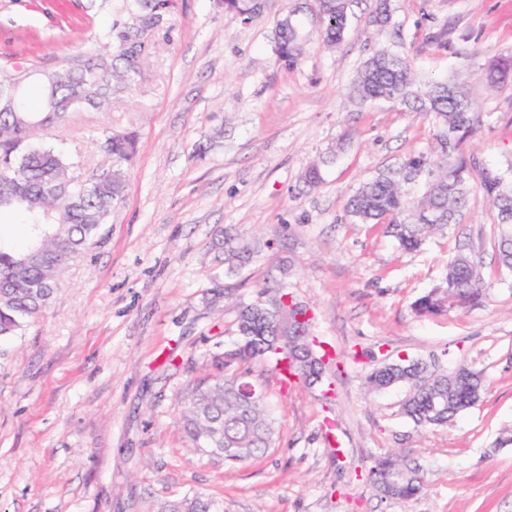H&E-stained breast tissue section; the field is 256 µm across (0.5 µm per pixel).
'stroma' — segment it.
<instances>
[{"instance_id":"stroma-1","label":"stroma","mask_w":512,"mask_h":512,"mask_svg":"<svg viewBox=\"0 0 512 512\" xmlns=\"http://www.w3.org/2000/svg\"><path fill=\"white\" fill-rule=\"evenodd\" d=\"M121 3L0 0V65L53 68L89 51ZM390 12L382 28L374 0H352L329 46L315 0H263L247 21L221 0H172L133 89L44 134L78 180L106 169L108 135H135L137 147L91 257L20 335L0 340V512H164L194 493L221 512H512V276L497 267L481 184L512 182V83L483 78L512 55V0H390ZM288 13L301 48L292 62L275 51ZM381 48L407 56L419 83H466L480 116L465 141L477 161L468 208L413 252L348 214L364 181L436 146L429 113L352 97ZM314 165L322 180L311 186ZM231 226L259 244L232 273L211 250ZM461 252L483 263L480 301L418 315L414 301ZM281 287L310 307L338 364L313 388L283 384L266 360L243 365L276 432L264 456L229 466L190 447L177 421L237 338L234 304ZM401 359L441 373L467 365L485 381L479 402L415 426L409 385H365ZM389 452L421 466V495H376L367 470Z\"/></svg>"}]
</instances>
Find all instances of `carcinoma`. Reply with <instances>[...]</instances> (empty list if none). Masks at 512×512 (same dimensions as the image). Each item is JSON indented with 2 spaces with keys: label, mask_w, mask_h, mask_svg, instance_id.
I'll return each mask as SVG.
<instances>
[{
  "label": "carcinoma",
  "mask_w": 512,
  "mask_h": 512,
  "mask_svg": "<svg viewBox=\"0 0 512 512\" xmlns=\"http://www.w3.org/2000/svg\"><path fill=\"white\" fill-rule=\"evenodd\" d=\"M171 6V0H125L123 12L134 23L115 21L98 36L97 46L83 55L64 60V78L48 70L33 80L26 67L1 66L0 88L27 86L37 82L43 104L35 109L25 94L16 98L8 111H0V221L10 218L27 227V243L14 249L0 232V338L20 334L30 321L52 304L59 281L70 264L90 254L103 225L109 223L112 206L124 189L120 166L135 152L129 136H109L104 141L108 155L106 172L88 181L70 174L74 162L61 151L45 144L41 132L69 117L65 101L77 94L84 110L105 112L114 95L141 78V56L155 35L156 27ZM325 42H340L347 23L349 0H317ZM277 53L297 58L300 53L296 26L286 17L277 25ZM491 87L512 81V58L501 59L486 72ZM353 94L362 101L393 100L417 112L432 115L439 130L448 131V147L441 148L443 165L427 193L417 202L409 200V181L399 170H387L359 187L349 204V213L361 223L388 221L387 230L407 250L419 247L427 234L459 222L468 206L467 176L477 169L475 159L465 155V138L479 122L467 99L464 83L432 81L425 89L417 80L407 58L380 50L370 55L353 84ZM431 174V160L420 154L405 160L402 169ZM482 187L497 210L499 237L498 267L512 270V184L500 177H483ZM215 248L224 252V264L232 271L250 260L252 244L237 233L224 231ZM482 263L465 253L448 265L445 285L436 287L414 303L420 314H438L448 303L467 305L478 301ZM258 303L239 307L238 344L224 355V374L209 384L197 386L181 419V429L193 446L210 431L209 454L225 463L247 462L272 446L274 427L265 400L248 401L240 392L236 365L247 359H265L280 372L297 378L314 377L320 371L323 344L297 357L290 342L302 347L310 343L309 321H299L301 309L288 312L293 331L274 325L281 313ZM459 377L429 370L420 360L388 363L368 378V386L385 390L401 384L412 385L404 404L405 414L421 427L443 425L473 407L483 390L481 376L468 367H457ZM368 481L384 498L408 499L424 488L420 467L411 459L389 455L375 459ZM211 501L200 495L171 502L168 512H212Z\"/></svg>",
  "instance_id": "obj_1"
}]
</instances>
